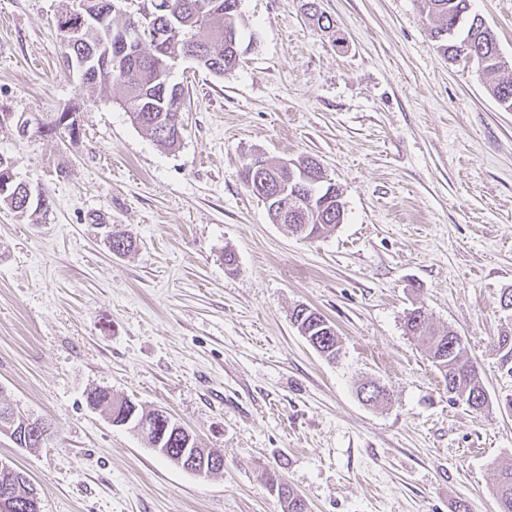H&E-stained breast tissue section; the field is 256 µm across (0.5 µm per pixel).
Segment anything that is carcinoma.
<instances>
[{"mask_svg": "<svg viewBox=\"0 0 512 512\" xmlns=\"http://www.w3.org/2000/svg\"><path fill=\"white\" fill-rule=\"evenodd\" d=\"M90 12L104 14L107 25L91 19L85 25L78 42L66 41L64 59H88L97 53L107 37H112V61L105 68L88 70L83 88L91 90L108 78L112 81V102L127 113L132 124L144 130L162 146L173 148L180 142L173 130L182 123V106L185 100L184 87L172 81L171 60L189 53L205 58L203 68L222 75L235 69L240 62V33L237 28L238 0H167L169 10L157 13L155 25L161 29L175 30L172 40L165 46L154 47L146 43L139 51L130 52L120 42L122 26L114 24V15L123 14L126 0H83ZM423 8L432 23L431 34L443 56L459 58L476 64L485 74L507 71L499 61L501 52L493 30L476 15L470 14V0H423ZM305 15L309 22L322 31L334 28L330 18L321 11L318 0H307ZM490 92L506 110H512V76L502 78L490 86ZM266 177L270 179V195L274 196L266 209L289 206L281 193H293V185L276 183L280 177L279 160L263 157ZM315 198L309 211L311 226L305 237L315 238L332 233L343 221L339 194L329 192L322 185H308ZM26 191L13 197L3 196V201L16 213L32 217L38 209L39 200L30 201L28 208L22 207ZM106 246L115 254H126L134 248V240L122 225L112 227V239ZM300 334H309L315 339L318 351L330 362L342 356V345L333 326L324 325V316L315 309H308L303 319H295ZM407 333L423 347L428 360L439 372L448 390V399L461 401L478 411L488 406L484 393L485 385L477 363L464 354L459 336L434 327L429 314L423 308L414 309L406 317ZM492 354L498 357L501 369L512 374V327L493 341ZM96 406L106 405L112 420L120 423L126 419L153 422L154 428L147 435L148 442L162 448L160 456L170 463L193 447L187 443L186 435L177 431L174 423L167 421L162 409L145 410L131 401H112V394L104 389L94 390L89 396ZM9 430L12 442L20 448L40 447L39 436L23 425V415L10 407L0 406V431ZM266 487L276 492L282 512H309L306 500L290 488L274 473L265 476ZM497 512H512V466L498 469L494 488Z\"/></svg>", "mask_w": 512, "mask_h": 512, "instance_id": "1", "label": "carcinoma"}]
</instances>
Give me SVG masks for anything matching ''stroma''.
I'll return each mask as SVG.
<instances>
[{
	"instance_id": "stroma-1",
	"label": "stroma",
	"mask_w": 512,
	"mask_h": 512,
	"mask_svg": "<svg viewBox=\"0 0 512 512\" xmlns=\"http://www.w3.org/2000/svg\"><path fill=\"white\" fill-rule=\"evenodd\" d=\"M319 3L340 41L302 0H240L234 70L177 60L188 95L167 149L65 66L56 20L76 0H0V157L50 202L33 224L0 201V402L50 426L39 448L0 434V459L42 512H282L269 469L310 512H497L512 376L489 345L512 323V111L438 52L422 0ZM473 9L512 60V0ZM65 112L78 134L55 127ZM255 152L316 158L343 223L315 239L272 223L241 177ZM99 214L132 252L106 247ZM299 305L334 324L338 363L297 331ZM421 305L478 362L488 408L449 402L404 330ZM370 381L388 403L358 398ZM99 388L166 410L223 470L172 465L90 404ZM117 226V227H115ZM107 236L112 237V241L107 239L106 246L115 254H126L134 248V240L129 233L122 228L121 224H112L107 226Z\"/></svg>"
}]
</instances>
